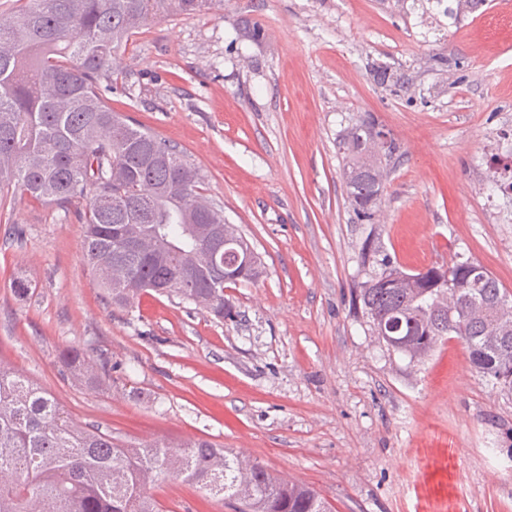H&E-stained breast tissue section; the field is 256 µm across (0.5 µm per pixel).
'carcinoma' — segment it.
<instances>
[{
    "label": "carcinoma",
    "instance_id": "1",
    "mask_svg": "<svg viewBox=\"0 0 512 512\" xmlns=\"http://www.w3.org/2000/svg\"><path fill=\"white\" fill-rule=\"evenodd\" d=\"M224 0H19L0 24V186L66 208L85 202L82 255L112 305L141 292L176 296L219 319L232 317L224 283L255 282L224 264L214 243L250 249L224 208L200 192L188 156L112 111L102 93L112 62L142 28ZM349 202L371 223L379 210L386 147L370 117L339 140ZM356 295L372 331L418 361L454 336L474 369L504 387L512 373V301L491 271L471 279L464 262L427 276L380 263ZM62 372L89 391L103 378L80 350L58 354ZM171 476L239 512H330L313 488L204 440L125 446L75 424L55 398L0 363V512H164L151 486Z\"/></svg>",
    "mask_w": 512,
    "mask_h": 512
}]
</instances>
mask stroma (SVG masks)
<instances>
[{
  "mask_svg": "<svg viewBox=\"0 0 512 512\" xmlns=\"http://www.w3.org/2000/svg\"><path fill=\"white\" fill-rule=\"evenodd\" d=\"M456 6L224 0L140 30L107 102L186 152L264 273L225 285L232 320L152 291L118 308L83 265L80 205L12 194L0 361L80 425L125 445L209 440L331 512H512V390L455 338L410 361L353 304L369 237L404 271L472 258L512 292V13ZM380 65L404 86L374 81ZM364 116L400 146L371 224L354 216L336 147ZM66 347L105 368L102 390L61 374ZM151 492L165 512H234L177 479Z\"/></svg>",
  "mask_w": 512,
  "mask_h": 512,
  "instance_id": "35a3bbf8",
  "label": "stroma"
}]
</instances>
